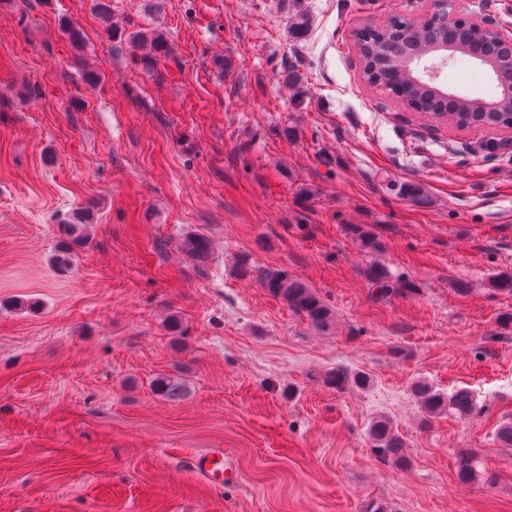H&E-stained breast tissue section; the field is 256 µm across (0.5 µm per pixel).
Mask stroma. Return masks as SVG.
Instances as JSON below:
<instances>
[{
  "label": "stroma",
  "mask_w": 512,
  "mask_h": 512,
  "mask_svg": "<svg viewBox=\"0 0 512 512\" xmlns=\"http://www.w3.org/2000/svg\"><path fill=\"white\" fill-rule=\"evenodd\" d=\"M433 10L112 0L119 27L173 47L147 71L92 0H0V512H512L497 439L512 296L488 286L512 271V130L490 152L486 131L406 111L362 82L351 39ZM437 83L499 92L460 54ZM80 208L93 220L63 272L53 255ZM193 236L205 255L185 251ZM374 261L417 293L376 297ZM267 269L313 288L329 327L272 297ZM335 368L371 384L336 391ZM161 375L177 398L154 392ZM419 382L467 389L477 409L428 418ZM380 418L407 442L402 463L373 449ZM213 448L234 467L221 485L190 465ZM347 231L363 251L368 253L379 251L380 242L370 225L350 224L347 226Z\"/></svg>",
  "instance_id": "35a3bbf8"
}]
</instances>
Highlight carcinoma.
<instances>
[{
    "label": "carcinoma",
    "mask_w": 512,
    "mask_h": 512,
    "mask_svg": "<svg viewBox=\"0 0 512 512\" xmlns=\"http://www.w3.org/2000/svg\"><path fill=\"white\" fill-rule=\"evenodd\" d=\"M93 9L106 25V30L114 40L128 41L131 44L140 43L150 46V50L137 57V65L146 70H153L158 59L170 53V47L163 33L157 30H144L125 35V30L119 28L112 17V7L109 0H94ZM445 29L438 24L434 17H429L420 23L394 16L383 25L382 34L378 41L354 33V46L362 63L364 81L378 89L384 84L395 83L399 76L397 65L410 58H417L434 43L443 38ZM483 38L489 43L488 52L492 54L500 72V80L512 81V49L493 41L483 29L470 27L461 33L459 39L467 44L470 37ZM410 110L424 112L438 119L451 121L458 127L476 128H509L512 115L507 112H481L474 109L470 112H460L457 106L448 101L432 97L428 90L420 88L412 93V99L405 104ZM348 234L365 252L371 253L380 249V242L371 226L368 224H350ZM364 274L368 281L380 290L384 296L390 292L414 294L418 291L415 283L393 277L389 269L378 262L369 264ZM262 287L273 297L279 299L289 310L304 316L317 327L327 326L332 319V311L318 293L302 280L292 277L287 271L265 270L259 274ZM489 286L496 293L512 295V271H501L489 280ZM325 382L330 387L341 391L355 386L363 388L370 379L361 373L354 375L336 368L325 375ZM414 393L420 399L425 412L430 417H438L452 412L460 417L473 414L477 402L466 389H459L446 395L426 382H418ZM370 435L377 454L384 460L400 458L401 449L406 443L389 421L379 419L373 422ZM477 461L471 452H463L456 459L457 477L462 482L470 481L476 473Z\"/></svg>",
    "instance_id": "obj_1"
}]
</instances>
